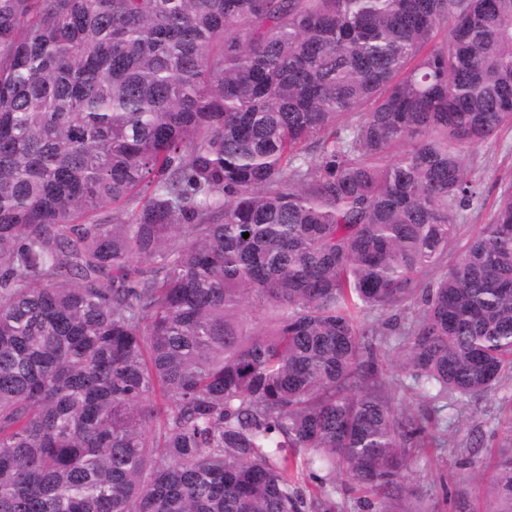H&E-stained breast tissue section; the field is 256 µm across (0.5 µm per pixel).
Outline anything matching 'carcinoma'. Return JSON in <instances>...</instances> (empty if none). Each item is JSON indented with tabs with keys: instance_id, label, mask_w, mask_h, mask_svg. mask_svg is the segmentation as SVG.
Segmentation results:
<instances>
[{
	"instance_id": "carcinoma-1",
	"label": "carcinoma",
	"mask_w": 512,
	"mask_h": 512,
	"mask_svg": "<svg viewBox=\"0 0 512 512\" xmlns=\"http://www.w3.org/2000/svg\"><path fill=\"white\" fill-rule=\"evenodd\" d=\"M504 129L512 0H0V512H395L512 372ZM485 187V201L481 209L460 224L457 240L448 249L455 252L457 241L463 242L467 237L480 229V224H486L492 214L500 187L512 181V130L502 131L480 150L474 159ZM366 494L358 487L348 483L345 478H336V509L339 512H369L364 506Z\"/></svg>"
}]
</instances>
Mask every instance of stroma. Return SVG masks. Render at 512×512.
<instances>
[{"label": "stroma", "mask_w": 512, "mask_h": 512, "mask_svg": "<svg viewBox=\"0 0 512 512\" xmlns=\"http://www.w3.org/2000/svg\"><path fill=\"white\" fill-rule=\"evenodd\" d=\"M484 187L481 209L461 224L457 238L465 240L478 232L491 217L500 188L512 181V130L502 131L480 150L474 159ZM457 423L448 429V448L428 450L411 461L399 503L406 512H476L480 496L475 469L489 456L507 449L512 434V378L499 384L479 402L461 404Z\"/></svg>", "instance_id": "stroma-1"}]
</instances>
